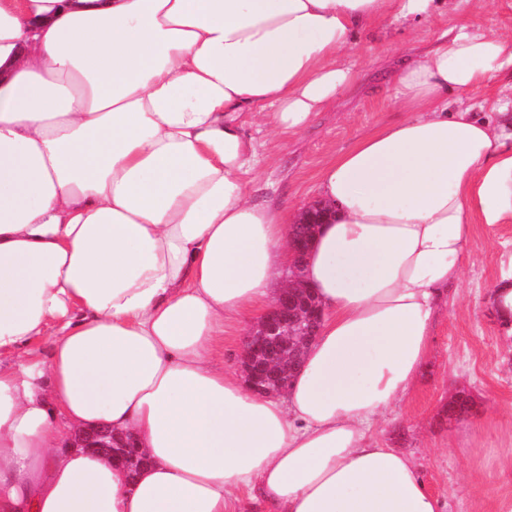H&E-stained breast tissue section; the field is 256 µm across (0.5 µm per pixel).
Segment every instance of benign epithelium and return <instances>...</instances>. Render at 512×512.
<instances>
[{
  "instance_id": "1",
  "label": "benign epithelium",
  "mask_w": 512,
  "mask_h": 512,
  "mask_svg": "<svg viewBox=\"0 0 512 512\" xmlns=\"http://www.w3.org/2000/svg\"><path fill=\"white\" fill-rule=\"evenodd\" d=\"M328 208L320 202L307 206L290 226V246L303 256L314 227L316 212ZM289 284L282 289L253 328L243 351L242 369L249 388L258 394L283 393L301 363L304 348L317 335L321 310L301 286L300 262L290 267ZM65 447L92 450L124 468L135 471L142 464L135 440L106 426L79 429L69 434Z\"/></svg>"
}]
</instances>
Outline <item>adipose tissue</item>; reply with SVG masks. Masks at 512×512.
Listing matches in <instances>:
<instances>
[{
    "instance_id": "1",
    "label": "adipose tissue",
    "mask_w": 512,
    "mask_h": 512,
    "mask_svg": "<svg viewBox=\"0 0 512 512\" xmlns=\"http://www.w3.org/2000/svg\"><path fill=\"white\" fill-rule=\"evenodd\" d=\"M439 0H0V512H442L373 428L414 383L474 224L512 223V32L461 25L394 71L405 119L321 173L303 264L325 310L291 386L213 358L274 301L289 219L243 185L250 112L307 130L377 22ZM50 337L47 351L36 349ZM99 424L136 475L65 448ZM506 82H500L493 85H489L485 88L475 91L469 97L459 99L458 96L454 94H449L448 99L451 103L452 108H456L458 106H475L478 107L479 104H485V101L495 100L497 97L508 94L511 97V89L508 86L505 87Z\"/></svg>"
}]
</instances>
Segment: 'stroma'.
I'll return each mask as SVG.
<instances>
[{
  "instance_id": "1",
  "label": "stroma",
  "mask_w": 512,
  "mask_h": 512,
  "mask_svg": "<svg viewBox=\"0 0 512 512\" xmlns=\"http://www.w3.org/2000/svg\"><path fill=\"white\" fill-rule=\"evenodd\" d=\"M464 23L512 30V0H494L482 11L473 0H449L447 8L420 25L410 28L389 19L360 34L348 57L357 83L301 134L281 138L243 114L257 149L255 167L243 176L249 198L284 211L316 200L328 162L400 118L396 65ZM511 252L512 223L492 234L475 225L461 288L433 326L432 354L411 390L376 426L384 445L414 460L446 512H512V469L504 467L512 458V335L489 302L501 273L500 256ZM254 323L250 317L225 324L214 350L225 368L240 369ZM460 392L470 396L474 409L468 418L454 420L448 402Z\"/></svg>"
}]
</instances>
